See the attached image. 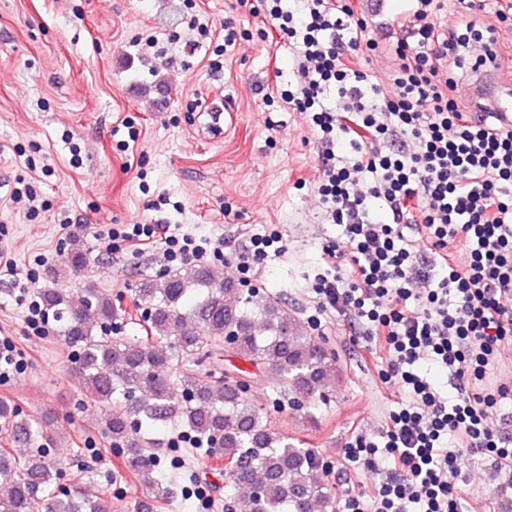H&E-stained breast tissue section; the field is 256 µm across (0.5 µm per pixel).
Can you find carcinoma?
<instances>
[{"label": "carcinoma", "mask_w": 512, "mask_h": 512, "mask_svg": "<svg viewBox=\"0 0 512 512\" xmlns=\"http://www.w3.org/2000/svg\"><path fill=\"white\" fill-rule=\"evenodd\" d=\"M88 263L83 243L74 242L49 275L53 286L36 294L74 352L86 393L104 409L112 447L123 449L125 467L148 491L137 512H154L172 494L151 451L167 423L224 456L237 490L232 512H329L312 449L271 425L217 367L228 344L273 390L287 388L299 407L323 400L336 365L300 319L279 298L243 293L217 267L200 263L173 267L135 289L150 341L115 339L104 332L122 313L112 295L57 287L61 276H77ZM0 428L29 447L21 456L0 448V512H112V500L80 484L59 487L60 471L45 448L50 433L40 422L0 400Z\"/></svg>", "instance_id": "carcinoma-1"}]
</instances>
